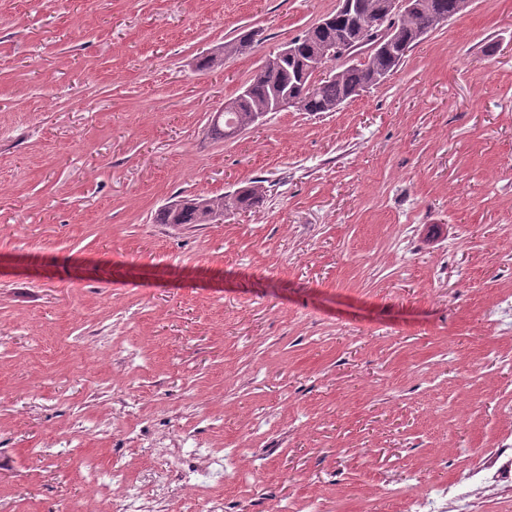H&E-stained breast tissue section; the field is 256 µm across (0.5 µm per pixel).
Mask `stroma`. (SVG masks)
Segmentation results:
<instances>
[{
	"label": "stroma",
	"mask_w": 512,
	"mask_h": 512,
	"mask_svg": "<svg viewBox=\"0 0 512 512\" xmlns=\"http://www.w3.org/2000/svg\"><path fill=\"white\" fill-rule=\"evenodd\" d=\"M337 4L0 0V512H108L114 465L199 447L253 477L212 465L170 512H408L512 435V0L336 111L210 132ZM255 181L223 223L156 221ZM251 41V35L244 34L234 42L215 48L208 55L201 57L198 61V65L206 69L222 67L224 65V54L231 55L242 53L251 45Z\"/></svg>",
	"instance_id": "obj_1"
}]
</instances>
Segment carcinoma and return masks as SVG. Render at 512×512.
<instances>
[{
    "label": "carcinoma",
    "instance_id": "cac0c4a2",
    "mask_svg": "<svg viewBox=\"0 0 512 512\" xmlns=\"http://www.w3.org/2000/svg\"><path fill=\"white\" fill-rule=\"evenodd\" d=\"M459 0H422V10L404 16L399 21L398 33L388 49L373 52L369 61L360 67H349L340 73L321 80L317 95L307 101L301 110L305 112H333L359 92L380 83L379 76H388L404 60L407 52L422 39L421 32H429L440 20L457 15ZM336 38V31L312 30L293 39L295 53L272 65H264V73L249 84L248 93L227 105L224 126L213 123V129L229 138L233 128L248 127L255 114L262 108L270 109L277 99L289 92L300 91L311 79L303 68V61L312 58L325 42ZM251 45V35L213 49L198 61L202 68L224 66V56L241 53ZM262 187L252 185L231 195L220 198L202 196H178L168 203L159 214L160 224H214L230 209L248 210L259 204Z\"/></svg>",
    "mask_w": 512,
    "mask_h": 512
}]
</instances>
